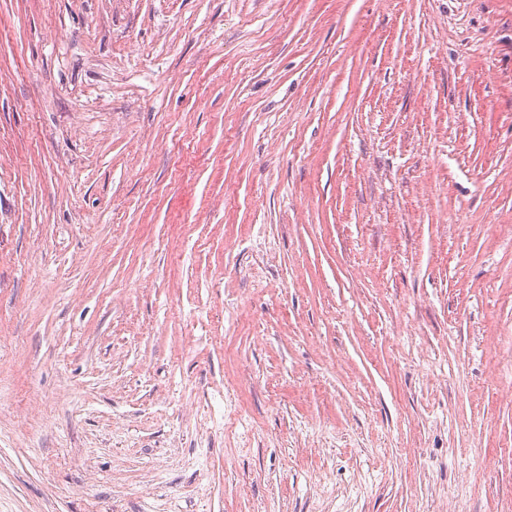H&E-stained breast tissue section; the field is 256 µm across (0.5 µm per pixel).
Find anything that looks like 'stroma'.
Here are the masks:
<instances>
[{"instance_id": "1", "label": "stroma", "mask_w": 512, "mask_h": 512, "mask_svg": "<svg viewBox=\"0 0 512 512\" xmlns=\"http://www.w3.org/2000/svg\"><path fill=\"white\" fill-rule=\"evenodd\" d=\"M0 512H512V0H0Z\"/></svg>"}]
</instances>
